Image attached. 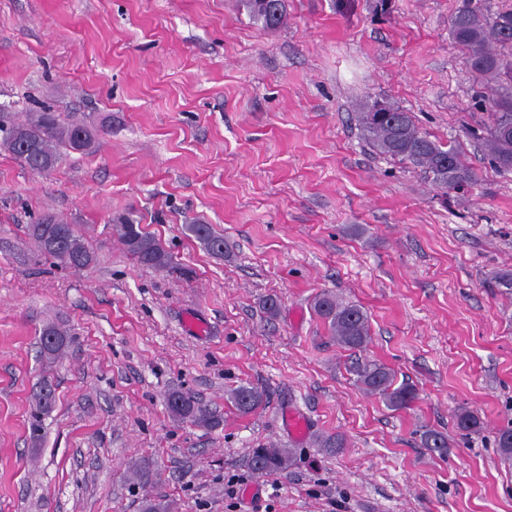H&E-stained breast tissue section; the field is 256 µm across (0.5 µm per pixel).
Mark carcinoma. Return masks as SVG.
I'll list each match as a JSON object with an SVG mask.
<instances>
[{
    "instance_id": "cac0c4a2",
    "label": "carcinoma",
    "mask_w": 512,
    "mask_h": 512,
    "mask_svg": "<svg viewBox=\"0 0 512 512\" xmlns=\"http://www.w3.org/2000/svg\"><path fill=\"white\" fill-rule=\"evenodd\" d=\"M249 17L264 29H274L284 18L283 5L275 0L271 11H262L254 0H242ZM452 39L466 51V66L480 76L490 88L485 98L492 113L485 147L492 166L501 174L512 173V11L490 14L484 0H462V5L449 23ZM374 102L366 101L360 112L363 135L377 152L401 163L423 170L432 183L448 192L464 190L477 182L476 173L462 161L460 147L447 145L421 132L410 113L392 102L388 111H373ZM94 144L93 127L86 123L61 121L55 112L30 113L23 120L5 119V106L0 105V150L18 159L31 172L32 163L40 164L47 173L59 167L72 152L85 154ZM115 232L125 250L148 268L164 270L173 263L172 254L155 237L142 231L140 225H115ZM189 232L215 256H224V236L209 224H191ZM28 235L37 244L41 255L58 264L84 269L95 263L94 252L85 244L72 224H60L55 216L46 214L36 224L27 225ZM313 310L328 326L336 343L347 350L364 348L370 340V321L360 305L333 293L321 292L312 301ZM71 343L68 334L54 324L41 330V353L48 360L63 358ZM356 382L368 393L379 396L394 409H407L417 399L416 389L408 384L395 385V373L374 361L357 362L351 367ZM239 413L248 415L265 406L266 393L253 386H240L229 396ZM39 415L31 423L33 435L41 432L40 415L48 412L55 401V390L39 388L36 393ZM166 407L177 421H189L206 429H216L222 419L194 394L173 391L166 398ZM422 444L432 452L443 454L448 439L426 429ZM496 447L504 461L512 460V428L500 430ZM317 446L328 453L345 447L338 434L317 437ZM296 461L291 448H255L249 457L252 470L265 475H280Z\"/></svg>"
}]
</instances>
